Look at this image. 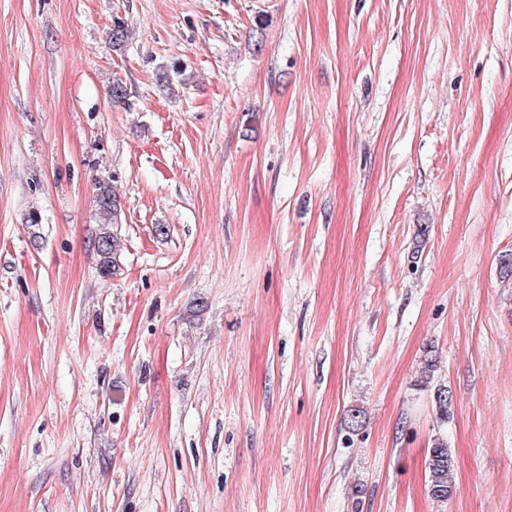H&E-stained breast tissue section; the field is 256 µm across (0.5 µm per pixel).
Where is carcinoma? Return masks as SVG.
Wrapping results in <instances>:
<instances>
[{
  "instance_id": "carcinoma-1",
  "label": "carcinoma",
  "mask_w": 512,
  "mask_h": 512,
  "mask_svg": "<svg viewBox=\"0 0 512 512\" xmlns=\"http://www.w3.org/2000/svg\"><path fill=\"white\" fill-rule=\"evenodd\" d=\"M95 203L100 224L98 232L90 241V248L96 258L98 273L103 277H111L117 274L122 265L123 243L118 237L121 200L110 181H97ZM435 371L436 358L429 350L424 359L419 386L430 390L437 419L446 424L454 414V395L444 384L434 383ZM426 472L428 496L436 503L448 502L455 493V479L454 459L447 436L439 434L434 437L426 460Z\"/></svg>"
}]
</instances>
